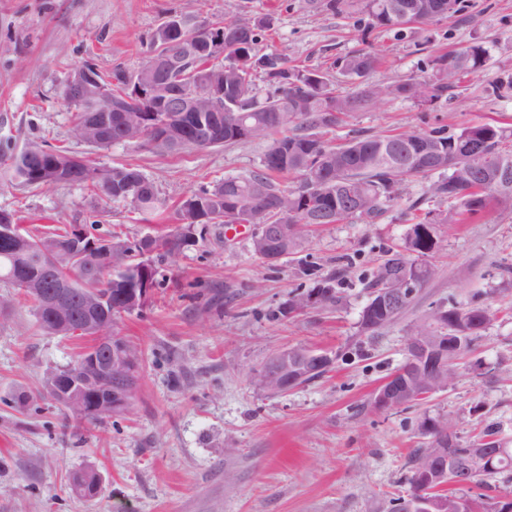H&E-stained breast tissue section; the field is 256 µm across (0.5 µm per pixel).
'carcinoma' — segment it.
<instances>
[{
  "label": "carcinoma",
  "instance_id": "carcinoma-1",
  "mask_svg": "<svg viewBox=\"0 0 512 512\" xmlns=\"http://www.w3.org/2000/svg\"><path fill=\"white\" fill-rule=\"evenodd\" d=\"M309 5L319 11L333 15L350 13V0H308ZM394 0H360L356 12L364 22L362 32L372 29L403 34L408 27L393 14ZM224 30L238 31L237 47L224 48V56L186 53L183 63L177 67L156 72L164 77L166 89L179 94H188L196 88L197 78L207 72L224 74V111L206 112L205 100L200 99L199 112H161L154 100L132 96L126 81L127 72L117 69L112 73V96L122 94L129 97L126 102L127 125L121 130L118 113L102 123L94 148L107 149L127 136V143L146 146L151 141L152 127L162 124L170 128L172 143L154 149L160 156L176 155L191 149L233 145L253 138H274L263 153L259 166L243 177H226L208 187L190 192L177 205L175 214L186 219L181 226L161 236L145 235L129 240L112 235L105 239L91 232L89 225L80 227L71 224L48 226L42 229L17 225L20 237L45 242L58 252L69 255L55 274L43 271L42 264L55 260L50 255L30 254L21 256L15 243L0 241V283L14 289V293L0 297V309H9L20 302L22 296L19 267L25 274L49 278L48 287L60 281L72 282L69 316L73 331L59 333L54 324L44 318L37 303L30 307L39 329L49 336L83 339L76 332L85 316L82 299L86 295L107 298L108 310L112 311V335L121 334V296L125 288L135 279H141V271L148 273V288H159L166 280V271L176 264L179 255L197 242L198 223L192 221L193 214L202 211L211 224H237L241 212L237 209V196L247 191L255 203L254 218L260 225L289 224L288 236L271 244V249L285 259L301 245L307 228L302 225L307 209L321 208L336 212V223L359 219L374 224L384 216L401 198V183L411 155L428 147L438 156V165L429 166L414 173L417 178L437 176L428 185L432 196L453 203V208L443 211H428L424 218L410 225L403 242L396 248L386 250V258L374 266L362 279L368 293V301H374L386 285L387 276L401 273L426 285L428 274L426 257L437 246L436 227L440 224H476L495 209L512 215V175L501 180L496 187L490 186L479 176H467L465 172L448 166V161L462 153L472 141L483 146L485 166L493 168L505 157L512 159V128L492 123H483L448 132L442 126L428 131L406 130L392 135L355 136L344 144L330 145L321 134L334 129L342 117L352 112H366L386 100H412L418 104H433L457 87L460 80L481 70L489 58V51L480 40H475L459 50L429 59L426 76H411L398 81H379L372 74L380 65V57L371 50H358L340 58L336 63L337 75L319 68L290 66L285 60L257 54V45L262 35L271 30L268 17H236L224 21ZM175 47L169 44L162 31H157L143 63L161 61ZM351 82L348 91L340 90L341 80ZM72 111L71 136L79 142L88 139L86 125L91 112L102 109L100 100L86 98L66 101ZM231 113L249 127V134L235 136L224 121V114ZM288 145V157L280 154V145ZM73 152L63 147L31 143L18 150L11 145H0V167L11 174L19 184L27 187L40 186H85L91 192L114 202H126L142 213H151L164 207L153 182L132 164L101 168L98 180L88 181L77 173H70L67 159ZM90 237L112 243V256L120 258L114 266L99 261L104 270L100 278H86L82 274L80 261L70 255L72 243L79 238L78 230ZM318 297V306L333 307L342 299V289L333 277H327L305 290L295 291L290 302L302 304L304 296ZM465 310L470 313L469 324L461 327L457 322L460 308H441L442 315L429 317L411 324L406 336L460 335L463 352L446 364L441 379L428 378L415 363L412 354H407L400 366L402 382H419L443 389L456 375L460 361L471 352L473 342L489 329L497 318V311L478 300H471ZM396 322V317L375 314L367 320L360 315V334L374 337ZM317 350L306 347L288 349L289 361L299 365L302 371L300 383L304 384L322 376L315 371L314 354ZM455 423L444 415L423 416L417 425L418 434L424 438L413 449L409 460V484L413 489L408 502L394 505L392 512H458L459 496L452 489L443 487L434 493L429 490L444 482L439 473L428 467L432 449L451 450L452 454L467 459L472 456L469 442L453 435L455 446L448 448L447 428ZM505 479L512 482V450L498 456L493 462H485L471 476L472 484L492 488V484ZM82 480L84 490L79 496L92 499L100 494L95 474L73 473L70 485Z\"/></svg>",
  "mask_w": 512,
  "mask_h": 512
}]
</instances>
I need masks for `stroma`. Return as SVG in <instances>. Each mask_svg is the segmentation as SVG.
<instances>
[{"mask_svg": "<svg viewBox=\"0 0 512 512\" xmlns=\"http://www.w3.org/2000/svg\"><path fill=\"white\" fill-rule=\"evenodd\" d=\"M468 5L464 15L422 30L373 31L368 43L385 58L379 80L404 79L475 39L490 51L481 72L431 106L396 99L351 113L327 140L512 125V98L486 94L512 72V0ZM186 12L206 23L272 15L260 52L324 70L363 44L355 14L319 12L307 0H199L193 7L187 0H0V141L19 149L45 141L101 167L137 165L168 203L162 214H143L79 186L25 187L0 175V209L28 227L94 222L103 236L163 235L190 191L258 167L263 138L160 156L123 144L98 150L71 136L61 98L71 71L86 61L107 79L118 68L135 71L150 37ZM425 185L406 182L378 223L315 226L295 254L274 265L254 253L251 232L209 225L142 310L123 318V335L145 353L128 413L82 423L74 434L62 429L64 409L39 394L73 360L77 341L44 335L27 304L0 312V399L18 389L36 396L26 410L0 402V512H391V499L411 493L407 462L423 415L454 419L465 440L482 422L496 423L511 447L512 381L502 378L512 368L511 217L494 211L479 224L439 225L427 259L435 274L409 311L376 338L358 332L367 302L362 279L405 236L410 205ZM329 276L344 288L341 304L283 316L295 289ZM475 294L498 315L476 341L471 364L422 403L374 409L375 391L405 358L408 325ZM297 345L334 356L331 371L285 394L263 391L257 380L265 363ZM89 464L102 492L85 500L68 477Z\"/></svg>", "mask_w": 512, "mask_h": 512, "instance_id": "1", "label": "stroma"}]
</instances>
